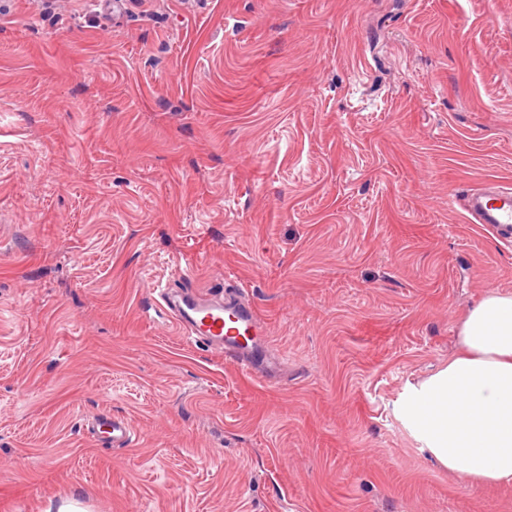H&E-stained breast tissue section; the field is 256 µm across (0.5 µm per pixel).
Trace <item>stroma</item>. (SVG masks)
I'll list each match as a JSON object with an SVG mask.
<instances>
[{
  "mask_svg": "<svg viewBox=\"0 0 512 512\" xmlns=\"http://www.w3.org/2000/svg\"><path fill=\"white\" fill-rule=\"evenodd\" d=\"M489 180L512 0H0V512H512L396 412L512 293ZM156 283L244 286L268 380ZM472 224H482L502 243H512V186L495 184L450 196Z\"/></svg>",
  "mask_w": 512,
  "mask_h": 512,
  "instance_id": "35a3bbf8",
  "label": "stroma"
}]
</instances>
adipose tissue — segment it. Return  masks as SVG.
<instances>
[{
	"label": "adipose tissue",
	"instance_id": "ef3b65f1",
	"mask_svg": "<svg viewBox=\"0 0 512 512\" xmlns=\"http://www.w3.org/2000/svg\"><path fill=\"white\" fill-rule=\"evenodd\" d=\"M460 353L411 386L398 415L449 472L483 485L512 482V295L486 294L463 320Z\"/></svg>",
	"mask_w": 512,
	"mask_h": 512
}]
</instances>
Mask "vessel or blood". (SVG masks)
Wrapping results in <instances>:
<instances>
[{
    "mask_svg": "<svg viewBox=\"0 0 512 512\" xmlns=\"http://www.w3.org/2000/svg\"><path fill=\"white\" fill-rule=\"evenodd\" d=\"M469 221L512 243V186L495 184L452 196ZM160 298L185 335L202 338L209 348L223 351L233 363L250 368L258 349L259 327L250 310L213 302L185 291L162 289Z\"/></svg>",
    "mask_w": 512,
    "mask_h": 512,
    "instance_id": "1",
    "label": "vessel or blood"
}]
</instances>
